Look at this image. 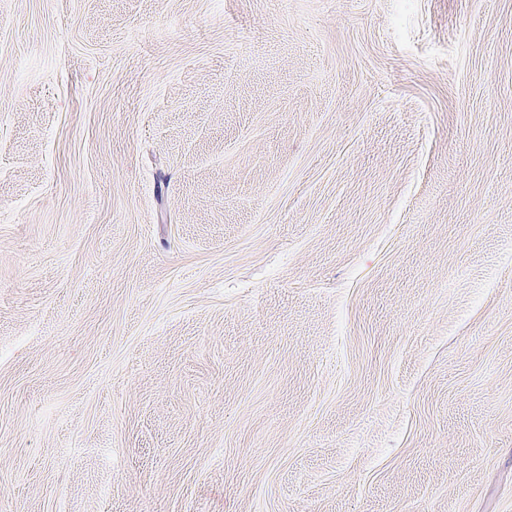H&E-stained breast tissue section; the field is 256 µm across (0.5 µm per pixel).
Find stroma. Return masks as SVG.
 <instances>
[{"label": "stroma", "instance_id": "obj_1", "mask_svg": "<svg viewBox=\"0 0 512 512\" xmlns=\"http://www.w3.org/2000/svg\"><path fill=\"white\" fill-rule=\"evenodd\" d=\"M0 512H512V0H0Z\"/></svg>", "mask_w": 512, "mask_h": 512}]
</instances>
